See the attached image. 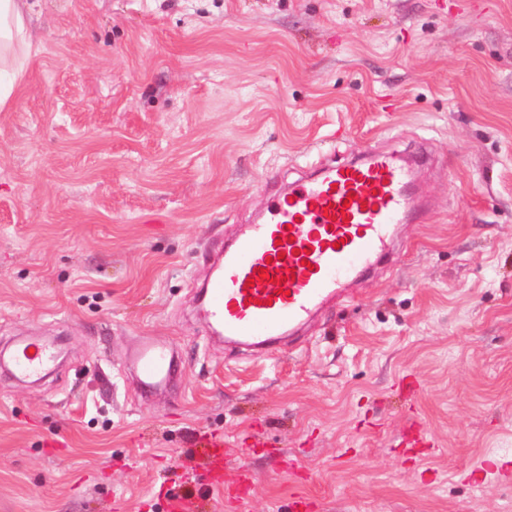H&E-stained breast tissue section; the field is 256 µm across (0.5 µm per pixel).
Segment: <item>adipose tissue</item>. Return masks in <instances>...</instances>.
<instances>
[{"label": "adipose tissue", "mask_w": 512, "mask_h": 512, "mask_svg": "<svg viewBox=\"0 0 512 512\" xmlns=\"http://www.w3.org/2000/svg\"><path fill=\"white\" fill-rule=\"evenodd\" d=\"M35 6V0H0V109L9 103L21 75L16 58L34 47L28 20Z\"/></svg>", "instance_id": "1"}]
</instances>
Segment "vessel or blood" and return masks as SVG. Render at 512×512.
Instances as JSON below:
<instances>
[{"mask_svg": "<svg viewBox=\"0 0 512 512\" xmlns=\"http://www.w3.org/2000/svg\"><path fill=\"white\" fill-rule=\"evenodd\" d=\"M418 211L414 172L392 155L325 167L271 199L266 215L225 250L205 312L228 341L275 342L342 297L347 282L384 256L394 226ZM53 359L48 346L25 343L14 368L32 378ZM135 363L142 389L156 390L170 377L172 347L144 343Z\"/></svg>", "mask_w": 512, "mask_h": 512, "instance_id": "vessel-or-blood-1", "label": "vessel or blood"}]
</instances>
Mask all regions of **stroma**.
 <instances>
[{
  "instance_id": "obj_1",
  "label": "stroma",
  "mask_w": 512,
  "mask_h": 512,
  "mask_svg": "<svg viewBox=\"0 0 512 512\" xmlns=\"http://www.w3.org/2000/svg\"><path fill=\"white\" fill-rule=\"evenodd\" d=\"M0 111V512H512V0H39ZM368 151L422 210L265 354L200 290L274 196ZM183 369L140 389L132 356ZM251 476L245 508L209 482ZM13 359L17 374L21 378H32L50 365L54 360V353L46 345L23 342L15 351ZM173 346L156 342L144 343L135 357L140 370V385L145 391L156 390L166 384L173 363Z\"/></svg>"
}]
</instances>
